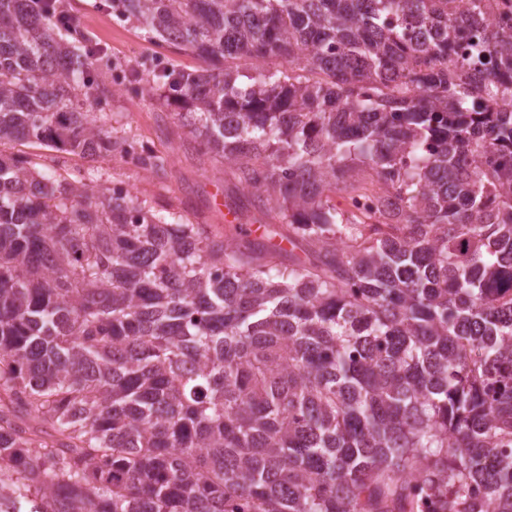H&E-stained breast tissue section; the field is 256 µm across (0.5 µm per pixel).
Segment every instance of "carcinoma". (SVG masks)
Wrapping results in <instances>:
<instances>
[{
    "instance_id": "cac0c4a2",
    "label": "carcinoma",
    "mask_w": 512,
    "mask_h": 512,
    "mask_svg": "<svg viewBox=\"0 0 512 512\" xmlns=\"http://www.w3.org/2000/svg\"><path fill=\"white\" fill-rule=\"evenodd\" d=\"M455 2L112 0L216 64L165 58L145 90L288 234L232 242L0 153V489L28 512H512V31ZM62 13L0 0V144L130 154ZM365 172L381 192L339 208Z\"/></svg>"
}]
</instances>
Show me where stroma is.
<instances>
[{"label": "stroma", "mask_w": 512, "mask_h": 512, "mask_svg": "<svg viewBox=\"0 0 512 512\" xmlns=\"http://www.w3.org/2000/svg\"><path fill=\"white\" fill-rule=\"evenodd\" d=\"M65 4L79 15L85 34L104 48L110 61L109 67L99 70L104 93L95 112L104 115L114 138L134 141L164 156L167 172L158 175L134 169L128 158L117 152L86 158L41 145L22 149L7 142L0 145V153L25 150L44 172L89 173L97 185L123 187L154 211L185 215L191 221L210 225L215 232H228L224 215L230 211L241 224H276L274 214L253 206L251 195L237 183L232 168L200 145L191 126L178 120L173 108L147 93L133 91L129 67L153 64L162 55V48L135 21L113 16L110 9L102 7L101 0H65Z\"/></svg>", "instance_id": "1"}]
</instances>
